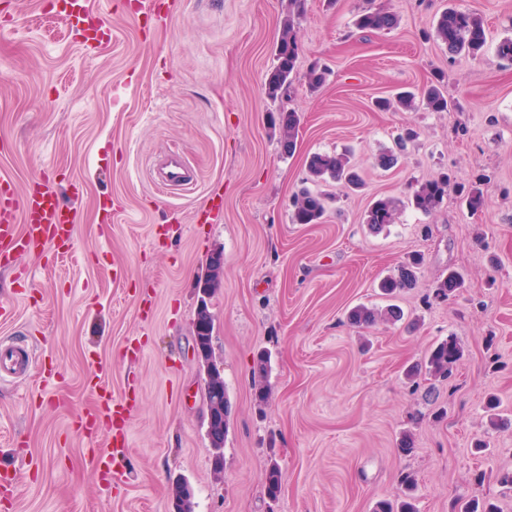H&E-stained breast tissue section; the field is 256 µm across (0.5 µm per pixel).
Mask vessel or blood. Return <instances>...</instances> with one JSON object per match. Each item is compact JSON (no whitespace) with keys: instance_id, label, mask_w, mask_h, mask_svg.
Segmentation results:
<instances>
[{"instance_id":"vessel-or-blood-1","label":"vessel or blood","mask_w":512,"mask_h":512,"mask_svg":"<svg viewBox=\"0 0 512 512\" xmlns=\"http://www.w3.org/2000/svg\"><path fill=\"white\" fill-rule=\"evenodd\" d=\"M56 6L81 45L97 48L111 41V31L90 16L86 0H57ZM193 180L194 174L180 154L166 157L160 172L161 188L176 191ZM75 222L74 210L61 203L49 178L33 179L20 192L9 180L0 178V264L10 263L36 248L67 244L73 237ZM30 361L28 349L1 342L0 380L23 375ZM101 423L107 427L108 445L116 449L125 447L123 411L107 402L86 413V431H94Z\"/></svg>"}]
</instances>
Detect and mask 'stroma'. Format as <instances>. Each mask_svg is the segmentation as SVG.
Wrapping results in <instances>:
<instances>
[{"label": "stroma", "mask_w": 512, "mask_h": 512, "mask_svg": "<svg viewBox=\"0 0 512 512\" xmlns=\"http://www.w3.org/2000/svg\"><path fill=\"white\" fill-rule=\"evenodd\" d=\"M88 3L112 29L99 49L75 42L40 0H0V176L22 188L49 175L77 215L68 253L48 247L0 267V340L34 352L23 377L0 383V473L19 478L0 512H173L178 477L194 512H372L408 474L419 512L474 500L512 512L500 482L512 473V62L495 54L512 36V0H454L485 21L475 59L435 40L442 0H305L297 71L275 101L265 82L288 0H168L161 17ZM380 5L398 27L357 29ZM314 63L328 75L313 92ZM440 73L454 109L376 108ZM282 109L301 118L288 155L271 126ZM409 130L396 164L378 168ZM173 150L196 180L166 194L153 171ZM343 151L361 192L311 180V154ZM444 175L479 184L483 207L453 192L430 214L409 206L420 183ZM314 188L333 197L324 218L293 223L294 195ZM214 192L221 218H197ZM382 197L403 206L374 234L365 214ZM217 250L212 349L232 405L220 481L192 355L197 279ZM415 254L416 287L382 296L381 280ZM451 270L462 288L435 299ZM390 303L403 322H347L356 305ZM449 338L462 353L451 376L409 383L405 368ZM263 351L271 397L260 406ZM98 386L129 408L117 463L104 437L75 427ZM493 411L505 425L490 426Z\"/></svg>", "instance_id": "obj_1"}]
</instances>
